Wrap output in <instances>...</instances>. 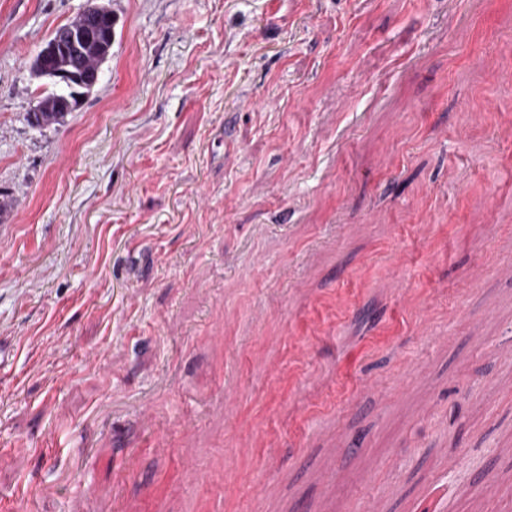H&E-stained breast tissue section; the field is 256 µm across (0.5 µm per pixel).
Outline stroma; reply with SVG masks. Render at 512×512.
I'll use <instances>...</instances> for the list:
<instances>
[{
    "mask_svg": "<svg viewBox=\"0 0 512 512\" xmlns=\"http://www.w3.org/2000/svg\"><path fill=\"white\" fill-rule=\"evenodd\" d=\"M0 0V501L512 512V0ZM97 1H89L86 6L85 13L86 28L87 31L72 32L71 34L64 36L62 39L58 38L49 44L55 36L63 29L68 27H75L83 22V14L79 13L74 19L60 25L55 29L52 36L49 38L46 44H49L43 48L42 57L45 59L55 58L58 55L59 46L63 48L65 43H68L72 47H78L79 43H83L87 40H91L93 32H97L100 28L101 22L104 21L107 26L112 28L115 24V18L112 13L103 7L99 6ZM107 26L100 29L101 36L94 37L92 45L89 48H85L80 45L81 50L72 49L69 46L65 47V55L62 53V59L59 62L61 68L65 67L69 71L75 68H81L83 70H93L94 72L85 73L82 79L78 80L79 87L89 90L94 87L99 79L98 64L102 61V58L109 55L112 48V42L106 38L105 32L108 29ZM67 56V58H65ZM68 70L54 71L53 74L60 80L74 78V76ZM52 80L53 89L51 91L42 92L38 96V101L35 106L27 112V122L31 127L42 129L55 124H59L64 120L69 112H74L79 109V102L85 94H77L75 98V88L79 89L76 85L75 80H72L73 85H70L64 81H55L51 77H43ZM63 104L69 105L68 112H61L60 106ZM37 110L38 112H31Z\"/></svg>",
    "mask_w": 512,
    "mask_h": 512,
    "instance_id": "35a3bbf8",
    "label": "stroma"
}]
</instances>
